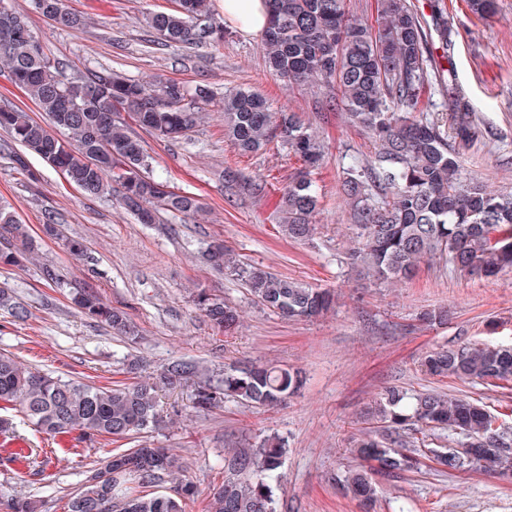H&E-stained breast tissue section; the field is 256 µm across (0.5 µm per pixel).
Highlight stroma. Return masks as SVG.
Wrapping results in <instances>:
<instances>
[{
  "label": "stroma",
  "instance_id": "35a3bbf8",
  "mask_svg": "<svg viewBox=\"0 0 512 512\" xmlns=\"http://www.w3.org/2000/svg\"><path fill=\"white\" fill-rule=\"evenodd\" d=\"M9 3L27 16L45 55L64 62L68 75L113 70L143 82L205 85L214 93L202 106L208 119L182 139L144 137L150 175L202 202V211L187 220L167 215L159 224L138 223L114 198L83 194L35 155L28 170H17L13 155L19 146L0 133V202L40 240L37 254L23 266H0V288L11 289L26 310L18 319L0 309V350L25 365L96 386L138 382L179 359L198 361L217 375L226 366L257 361L298 368L306 377L297 395L272 410L229 398L201 411L188 384L162 393L164 421L152 438L173 449L199 490L187 512H207L210 489L224 480L226 441L251 447L274 434L288 448L278 512H362L335 476L356 465L351 440L366 428L364 413L387 385L468 397L512 422V384L493 388L429 377L419 369L422 355L437 347L512 344V272L480 280L424 262L411 280L395 285L349 281L343 259L353 229L340 192L344 155L351 149L368 156L373 146L340 113L320 111L316 89L288 86L267 71L261 38L225 23L224 0H211L212 23L223 28V41L206 37L177 46L158 43L140 21L145 13L171 11L172 0H64L69 11L90 17L82 31L45 20L31 0ZM413 3L424 21L428 54L455 70L479 120L480 134L464 156L466 176L512 190V0H497L495 15L486 18L472 12L469 0ZM437 7L459 31L448 51L431 21ZM234 86L251 87L273 107L301 113L325 145L324 163L313 174L321 202L309 241L286 240L278 227L283 191L302 167L299 158L281 148L242 155L224 138L222 95ZM259 179L266 186L257 195L252 184ZM50 220L59 224L60 236H44ZM69 238L83 242L86 258L70 255ZM213 242L232 248L240 263L336 292L335 308L310 321L277 317L242 281L205 264L202 253ZM198 288L236 304L239 327L218 331L191 301ZM80 291L127 312L137 339L81 314L73 303ZM435 306L448 307L452 320L415 327L417 314ZM0 416L12 419L16 435L49 457L40 475L21 459L0 463V495L37 500L40 512H65L89 463L101 456L100 443L75 433L38 432L10 409ZM68 446L77 455H64ZM377 484L376 512H512V479L498 476L427 469L381 477Z\"/></svg>",
  "mask_w": 512,
  "mask_h": 512
}]
</instances>
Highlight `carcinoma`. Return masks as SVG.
I'll use <instances>...</instances> for the list:
<instances>
[{
    "instance_id": "obj_1",
    "label": "carcinoma",
    "mask_w": 512,
    "mask_h": 512,
    "mask_svg": "<svg viewBox=\"0 0 512 512\" xmlns=\"http://www.w3.org/2000/svg\"><path fill=\"white\" fill-rule=\"evenodd\" d=\"M270 22L262 60L291 86L318 87L320 106L341 111L346 123L367 134L374 153L348 155L340 191L355 230L346 265L375 284L410 280L419 263L440 259L454 271L491 278L512 269V192L489 190L463 176L465 150L473 141L475 118L456 75L444 81L458 111L449 124L419 115L425 78L432 60L425 54L423 20L409 0H381L377 26L354 18L348 0H268ZM43 17L73 30L88 21L64 9L62 0H34ZM211 0H176L170 12L151 13L144 24L171 45H190L213 35ZM52 123L67 132L63 139L28 113L0 105V130L24 148L15 155L19 168L33 154L62 172L85 194L112 195L142 224L156 222L157 212L190 216L200 209L197 197L174 192L146 175L151 156L122 117L159 139L173 140L203 119L186 99L207 101L206 86L189 90L175 81L152 84L120 73H92L71 79L63 64L40 49L25 18L0 13V73ZM224 138L239 153L253 155L271 145L296 155L304 168L283 193L282 235L307 241L319 205L312 170L322 162L325 146L295 112L275 111L260 94L238 86L224 91ZM38 244L26 225L0 204V265L18 266L36 253ZM216 269L244 282L267 310L287 319L312 318L335 304L329 290L310 288L257 266L240 265L231 249L217 245L207 253ZM192 302L215 327L233 328L236 309L224 296L197 290ZM89 318L134 337L126 314L91 292L75 298ZM428 326L448 322V309H428L420 316ZM432 377H455L488 386L512 382V347L463 343L432 349L421 358ZM191 381L193 404L212 407L220 396L255 408L272 409L301 387L294 369L255 362L224 369L214 380L208 369L189 361L169 363L153 381L134 385L94 386L63 380L23 365L0 352V402L16 409L36 430L50 436L77 431L85 439L118 441L154 428L161 418L157 390ZM370 415L374 431L354 440L358 465L336 476L346 495L366 508L375 505V477L418 472L430 462L448 472L512 470V426L498 422L485 407L436 391L408 393L395 386L383 390ZM451 430L457 447L422 448L414 427ZM287 453L274 436L257 448L224 453V483L210 492L208 512H277V472ZM172 494L152 490L166 480ZM197 494L185 478L179 458L167 448L145 442L114 448L87 470L82 486L68 499L67 512H186ZM4 512H38V502L7 498Z\"/></svg>"
}]
</instances>
